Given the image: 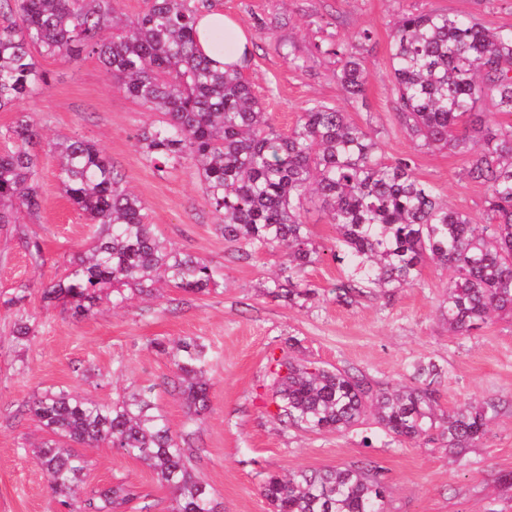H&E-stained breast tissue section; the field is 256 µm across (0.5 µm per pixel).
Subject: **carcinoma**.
I'll return each instance as SVG.
<instances>
[{
	"label": "carcinoma",
	"mask_w": 512,
	"mask_h": 512,
	"mask_svg": "<svg viewBox=\"0 0 512 512\" xmlns=\"http://www.w3.org/2000/svg\"><path fill=\"white\" fill-rule=\"evenodd\" d=\"M146 12L117 19L114 0H0V111L47 82L38 57L95 56L117 88L159 118L137 142L159 172L197 170L224 242L239 258L284 253L283 276L267 293L290 303L313 289L306 269L323 260L303 212L316 201L335 230L333 259L344 264L336 299L349 303L366 288L421 283L429 264L448 272L440 315L455 336L489 319L512 316V28L491 31L473 16L403 13L389 42L393 92L402 124L426 146L467 156L466 177L486 188L485 223L444 204L420 181L411 161H388L370 131L321 102L302 112L287 134L275 130L241 66L219 68L203 54L195 29L212 0H147ZM112 35H103L105 29ZM345 95L363 97L369 73L353 48L328 49ZM493 111L482 112L483 101ZM40 123L21 112L0 130V226L21 209H40L35 147ZM58 156L64 195L91 224L87 242L45 291L71 299L86 316L100 301L119 305L126 292L151 297L160 284L205 294L219 286L210 263L157 235L144 203L96 144L64 138ZM171 358L172 391L189 410L172 426L153 388L105 402L78 391H47L28 412L47 433L33 449L58 504L68 512H119L138 498L119 482L89 492L81 448H116L140 461L173 495L168 512H219L210 488L193 471L192 423L211 407L205 345L192 337L151 342ZM408 382L382 386L361 371L328 369L285 353L270 359L278 416L310 431L343 432L372 420L392 441L417 442L437 430L448 453L463 459L486 433L503 401L489 398L437 414L441 369L416 361ZM387 483L373 460L323 471L271 474L262 494L272 512H385Z\"/></svg>",
	"instance_id": "obj_1"
}]
</instances>
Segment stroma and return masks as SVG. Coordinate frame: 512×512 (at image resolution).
Listing matches in <instances>:
<instances>
[{
    "instance_id": "stroma-1",
    "label": "stroma",
    "mask_w": 512,
    "mask_h": 512,
    "mask_svg": "<svg viewBox=\"0 0 512 512\" xmlns=\"http://www.w3.org/2000/svg\"><path fill=\"white\" fill-rule=\"evenodd\" d=\"M213 7L248 33L243 72L277 131L293 129L309 104L338 107L372 131L389 160H410L415 175L435 186L449 208L483 223L486 191L466 179L464 156L424 146L400 124L388 47L402 13L474 15L487 28H510L512 0H213ZM365 28L373 32L361 50L369 81L363 99L352 102L336 82L335 56L315 47L357 44ZM291 49L300 65L289 62ZM41 64L47 84L16 110L0 111V128L28 112L46 139L95 143L145 203L158 234L210 261L223 285L207 294L164 287L152 298L132 296L119 308L100 305L87 317L75 316L67 301L44 299L91 226L61 192L56 155L41 147L42 208L0 229V512H58L48 477L29 454L45 433L23 415L27 401L58 390L109 401L127 387L150 386L172 425L180 426L186 407L162 385L173 366L149 342L187 336L205 345L212 379V409L196 425L194 467L224 512H271L261 493L269 474L365 457L385 470L386 512H512V487L498 480L512 471V318L493 319L469 336L450 335L439 314L447 274L431 265L421 285L366 293L347 305L334 293L343 269L328 256L304 275L317 290L305 306L267 296L264 285L279 274L281 253L232 257L196 171L162 173L143 156L137 135L154 113L118 90L95 57L45 58ZM22 232L39 241L40 255L19 247ZM21 321L32 332L19 343L12 331ZM291 335L299 341L297 357L330 369H358L383 385L407 380L412 362L434 361L442 370L435 388L445 411L488 398L507 405L459 463L441 442H390L373 425L345 433L290 427L278 417L268 360L289 350ZM366 435L372 447H364ZM87 455L88 487L124 481L145 495L148 512L170 506L169 489L139 461L113 448H91Z\"/></svg>"
}]
</instances>
